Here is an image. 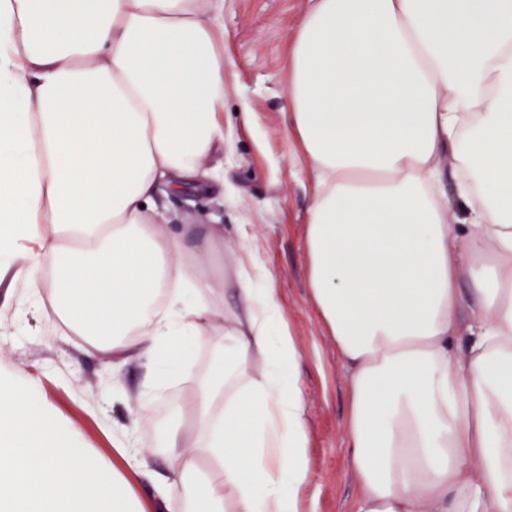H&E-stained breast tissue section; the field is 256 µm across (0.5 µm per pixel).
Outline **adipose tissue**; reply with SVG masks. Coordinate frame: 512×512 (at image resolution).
<instances>
[{
  "label": "adipose tissue",
  "mask_w": 512,
  "mask_h": 512,
  "mask_svg": "<svg viewBox=\"0 0 512 512\" xmlns=\"http://www.w3.org/2000/svg\"><path fill=\"white\" fill-rule=\"evenodd\" d=\"M223 9L0 0V279L156 390L187 342L216 353L158 437L165 512H297L307 427L273 278L247 225L177 233L155 204L218 177ZM287 84L357 512H512V0H306Z\"/></svg>",
  "instance_id": "ef3b65f1"
}]
</instances>
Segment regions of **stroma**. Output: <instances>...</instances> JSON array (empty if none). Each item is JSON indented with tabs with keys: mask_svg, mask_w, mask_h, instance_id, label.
Listing matches in <instances>:
<instances>
[{
	"mask_svg": "<svg viewBox=\"0 0 512 512\" xmlns=\"http://www.w3.org/2000/svg\"><path fill=\"white\" fill-rule=\"evenodd\" d=\"M303 0H224V128L232 134L224 178L188 185L157 199L171 224L254 227L252 246L273 272L283 318L301 363L308 479L298 512H356L358 476L348 450V369L337 357L308 292L303 250L311 204V174L298 152L284 112L288 50ZM22 283L0 282V364L40 377L48 399L76 422L84 445L124 467L112 434L136 441L142 464L125 469L134 494L157 499L156 478L169 462L155 450L160 427L189 393L174 379L153 393L142 370H113L104 354L79 337L50 330L29 314ZM151 397L149 413L139 404Z\"/></svg>",
	"mask_w": 512,
	"mask_h": 512,
	"instance_id": "1",
	"label": "stroma"
}]
</instances>
